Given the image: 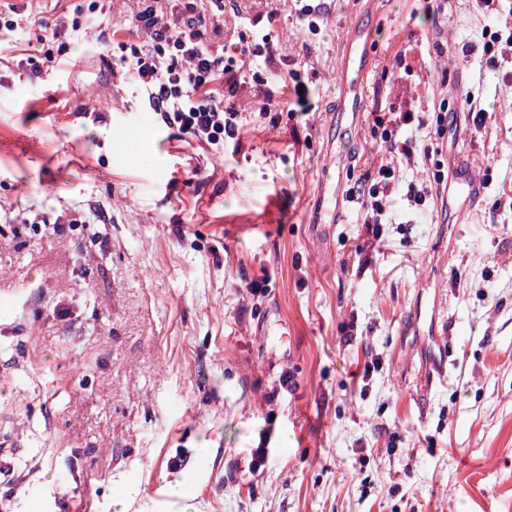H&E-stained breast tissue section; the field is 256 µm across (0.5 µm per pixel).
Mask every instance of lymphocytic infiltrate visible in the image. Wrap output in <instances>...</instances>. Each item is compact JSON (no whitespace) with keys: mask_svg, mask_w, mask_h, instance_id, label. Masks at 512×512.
I'll list each match as a JSON object with an SVG mask.
<instances>
[{"mask_svg":"<svg viewBox=\"0 0 512 512\" xmlns=\"http://www.w3.org/2000/svg\"><path fill=\"white\" fill-rule=\"evenodd\" d=\"M151 44L133 47L122 64L147 91L153 111L159 112L166 124L179 126L200 145L219 147L238 130L239 114L224 107L222 85L232 65L214 55L206 40L200 18L188 13L179 25L172 26L149 17ZM375 123L387 158L382 161L374 183L355 182L347 195L358 204L363 222L373 238H381V224L387 218L390 198L395 186V159L413 160L417 140L399 138L400 129L415 125L427 127L410 112H392L377 117Z\"/></svg>","mask_w":512,"mask_h":512,"instance_id":"f902f5d3","label":"lymphocytic infiltrate"}]
</instances>
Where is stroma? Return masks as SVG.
<instances>
[{
	"label": "stroma",
	"mask_w": 512,
	"mask_h": 512,
	"mask_svg": "<svg viewBox=\"0 0 512 512\" xmlns=\"http://www.w3.org/2000/svg\"><path fill=\"white\" fill-rule=\"evenodd\" d=\"M0 443L12 512H512V64L493 67L484 28L512 23L474 0H321L310 33L291 0H224L207 30L246 83L225 96L239 132L215 151L166 125L118 66L148 37L146 10L177 24L211 0H0ZM89 14L47 61L41 22ZM277 46L248 59L251 19ZM369 33L359 123L327 165L342 117L349 30ZM315 102L288 111L286 73ZM281 107L265 114L251 83ZM400 165L437 164L484 186L465 214L391 200L372 242L358 209L322 224L323 179L348 190L383 155L373 120L458 109ZM83 223L70 224L73 212ZM55 223L38 236L29 223ZM258 281L262 290L250 293ZM445 299L447 381L420 389L417 307ZM381 367L364 379L371 359ZM293 378L283 388V374ZM263 447L268 460L248 468Z\"/></svg>",
	"instance_id": "1"
}]
</instances>
